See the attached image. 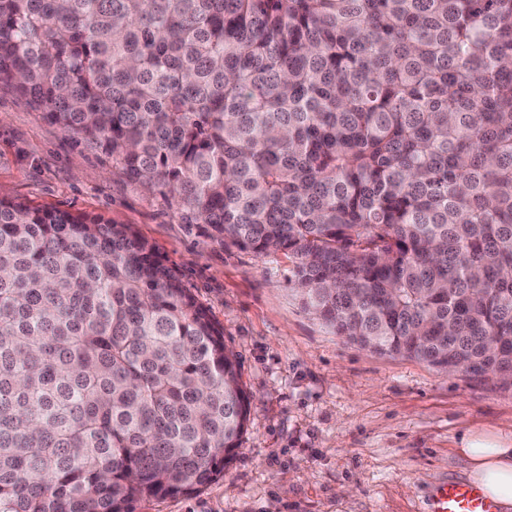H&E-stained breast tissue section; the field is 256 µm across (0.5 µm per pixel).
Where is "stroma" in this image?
Instances as JSON below:
<instances>
[{
	"label": "stroma",
	"mask_w": 512,
	"mask_h": 512,
	"mask_svg": "<svg viewBox=\"0 0 512 512\" xmlns=\"http://www.w3.org/2000/svg\"><path fill=\"white\" fill-rule=\"evenodd\" d=\"M46 112L0 86V197L130 225L223 330L250 397L223 474L135 512H427L442 483L467 479L463 433L512 445V388L336 336L304 308L287 255L185 223Z\"/></svg>",
	"instance_id": "1"
}]
</instances>
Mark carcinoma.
Here are the masks:
<instances>
[{
	"mask_svg": "<svg viewBox=\"0 0 512 512\" xmlns=\"http://www.w3.org/2000/svg\"><path fill=\"white\" fill-rule=\"evenodd\" d=\"M0 85L373 352L512 386V0H0ZM239 363L127 224L0 199V512L239 448Z\"/></svg>",
	"mask_w": 512,
	"mask_h": 512,
	"instance_id": "obj_1",
	"label": "carcinoma"
}]
</instances>
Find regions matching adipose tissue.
<instances>
[{"label": "adipose tissue", "mask_w": 512, "mask_h": 512, "mask_svg": "<svg viewBox=\"0 0 512 512\" xmlns=\"http://www.w3.org/2000/svg\"><path fill=\"white\" fill-rule=\"evenodd\" d=\"M460 453L468 461V477L502 508L512 507V448L497 437L470 431L463 434Z\"/></svg>", "instance_id": "obj_1"}]
</instances>
